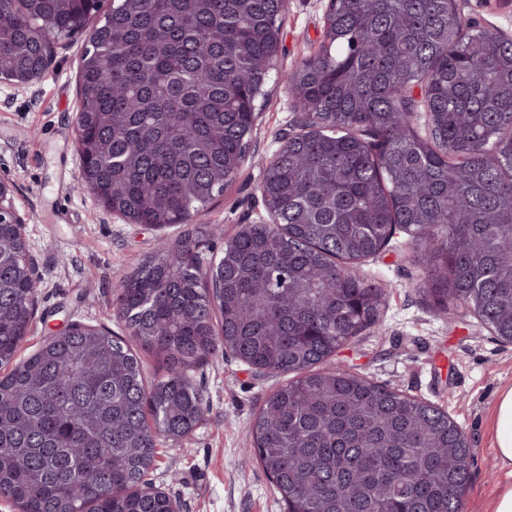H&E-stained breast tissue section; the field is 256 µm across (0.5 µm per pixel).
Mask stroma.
<instances>
[{
  "instance_id": "1",
  "label": "stroma",
  "mask_w": 512,
  "mask_h": 512,
  "mask_svg": "<svg viewBox=\"0 0 512 512\" xmlns=\"http://www.w3.org/2000/svg\"><path fill=\"white\" fill-rule=\"evenodd\" d=\"M327 8L328 0H288L278 69H292L318 50ZM458 9L466 21L512 36V0H460ZM85 50L83 40L62 41L41 80L22 88L0 84V179L14 185L41 276L33 326L17 353L21 360L71 322L123 334L112 316L113 282L150 254L159 237L183 231L178 224L157 230L125 222L79 192L73 118ZM257 113L246 160L205 218L217 227L200 247L205 259L221 257L225 237L240 225L265 217L262 162L285 136L301 130L302 116L277 81L269 82ZM414 255L411 238L400 232L360 265L361 275L384 290L385 309L376 326L330 362L447 411L470 445L465 512H490L491 493L504 479L495 456L493 408L499 393L512 386V344L500 342L469 311L459 310L451 321L439 317L417 289L425 273ZM193 379L208 402L206 421L177 444L160 443L151 483L179 500L182 512H284L247 452L252 421L281 377L216 354L199 363Z\"/></svg>"
}]
</instances>
